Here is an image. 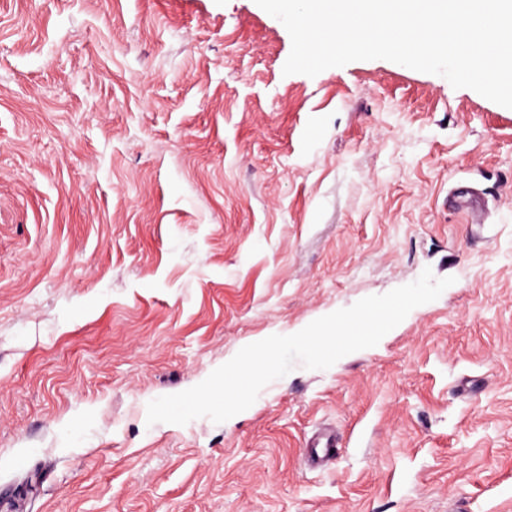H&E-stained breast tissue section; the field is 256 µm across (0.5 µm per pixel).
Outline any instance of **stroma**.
Wrapping results in <instances>:
<instances>
[{
  "instance_id": "obj_1",
  "label": "stroma",
  "mask_w": 512,
  "mask_h": 512,
  "mask_svg": "<svg viewBox=\"0 0 512 512\" xmlns=\"http://www.w3.org/2000/svg\"><path fill=\"white\" fill-rule=\"evenodd\" d=\"M291 47L255 0H0V512H512V109ZM427 268L375 347L148 424Z\"/></svg>"
}]
</instances>
